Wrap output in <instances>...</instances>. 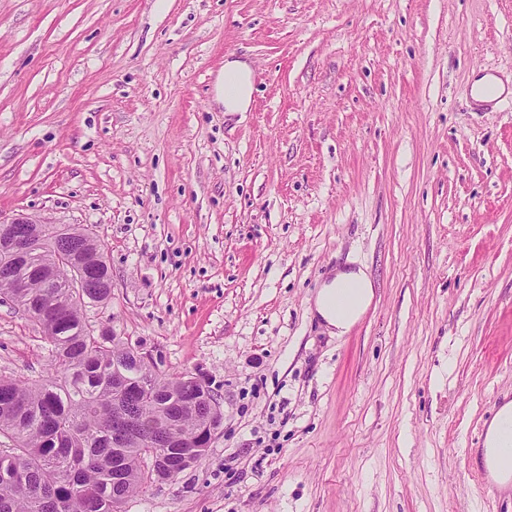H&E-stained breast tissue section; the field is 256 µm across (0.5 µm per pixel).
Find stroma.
<instances>
[{"label": "stroma", "instance_id": "1", "mask_svg": "<svg viewBox=\"0 0 512 512\" xmlns=\"http://www.w3.org/2000/svg\"><path fill=\"white\" fill-rule=\"evenodd\" d=\"M251 64L249 111L214 99ZM512 0H0V218L80 224L93 324L213 380L206 457L126 512H512L468 449L512 400ZM375 296L342 335L330 273ZM53 370L0 298V375ZM340 295L347 297L348 303H337ZM374 297V284L369 274L362 268L336 269L332 277L319 289L315 309L328 327L336 329V336L343 334L358 320L371 304Z\"/></svg>", "mask_w": 512, "mask_h": 512}]
</instances>
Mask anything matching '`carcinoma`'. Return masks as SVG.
Instances as JSON below:
<instances>
[{
	"instance_id": "1",
	"label": "carcinoma",
	"mask_w": 512,
	"mask_h": 512,
	"mask_svg": "<svg viewBox=\"0 0 512 512\" xmlns=\"http://www.w3.org/2000/svg\"><path fill=\"white\" fill-rule=\"evenodd\" d=\"M54 234L27 262L0 258V295L40 327L54 372L39 380L0 377V512H124L128 500L200 448L207 407L171 403V389L193 398L194 382L160 379L114 344L109 328L89 323L88 303H105L112 278L102 248L75 224ZM26 243L31 224L9 226ZM66 260L83 270L80 288H49L46 275ZM170 446L144 469L149 443Z\"/></svg>"
}]
</instances>
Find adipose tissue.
Instances as JSON below:
<instances>
[{
    "mask_svg": "<svg viewBox=\"0 0 512 512\" xmlns=\"http://www.w3.org/2000/svg\"><path fill=\"white\" fill-rule=\"evenodd\" d=\"M253 71L247 62L226 61L216 84L218 100L225 111H248L252 102ZM374 284L361 268L339 269L319 289L315 309L327 326L344 333L371 304Z\"/></svg>",
    "mask_w": 512,
    "mask_h": 512,
    "instance_id": "1",
    "label": "adipose tissue"
}]
</instances>
